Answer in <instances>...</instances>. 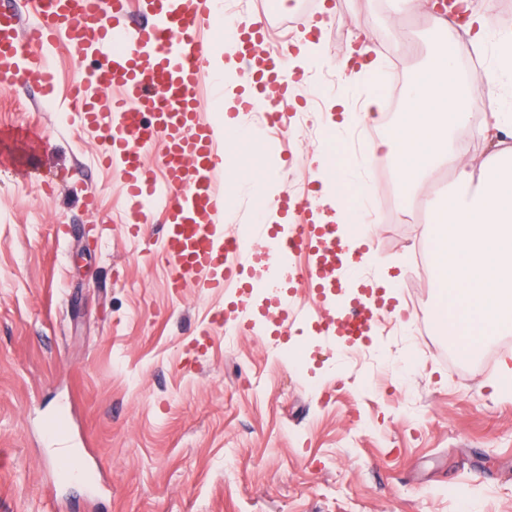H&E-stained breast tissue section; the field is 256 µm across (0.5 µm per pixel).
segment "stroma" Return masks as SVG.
<instances>
[{"label":"stroma","mask_w":512,"mask_h":512,"mask_svg":"<svg viewBox=\"0 0 512 512\" xmlns=\"http://www.w3.org/2000/svg\"><path fill=\"white\" fill-rule=\"evenodd\" d=\"M251 4L275 38L303 37L280 0ZM312 11L325 22L323 85L310 92L299 75L294 91L310 125L251 126L257 146L243 152L297 199L321 189L315 151L331 149L347 167L404 118L333 132L327 96L358 95L338 75L354 45L384 46L383 71L405 83L438 39L428 0L411 14L390 13L386 0H313ZM53 57L55 95L31 80L0 84V512H512V391L500 385L512 335L453 376L447 341L409 330L437 312L434 271L414 286L409 271L417 247L435 243L433 221L416 213L444 191L448 171L409 196L393 158L374 160L389 174L396 217L367 227L374 261L358 278L394 281L371 336L351 346L320 332L316 296L296 287L287 263L281 283L301 313L282 339L267 293L241 311L230 292L169 290L161 212L148 209L146 239L129 236L118 172L97 165L95 133L69 122L77 67L64 47ZM241 180L225 169L224 230H249L258 248L267 227ZM91 192L94 213L82 203ZM216 306L246 325L235 345L209 320ZM60 408L111 492L87 496L48 456L41 422Z\"/></svg>","instance_id":"1"}]
</instances>
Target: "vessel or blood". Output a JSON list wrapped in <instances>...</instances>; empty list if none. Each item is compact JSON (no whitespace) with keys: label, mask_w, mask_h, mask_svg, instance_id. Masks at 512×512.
Wrapping results in <instances>:
<instances>
[{"label":"vessel or blood","mask_w":512,"mask_h":512,"mask_svg":"<svg viewBox=\"0 0 512 512\" xmlns=\"http://www.w3.org/2000/svg\"><path fill=\"white\" fill-rule=\"evenodd\" d=\"M216 0H148L144 22L128 24V0H37L33 22L0 10V81L36 75L52 95L55 64L47 48L64 42L79 67V82L101 94L83 98L73 118L98 132L103 166L118 170L131 209L163 196L160 256L169 286L210 294L239 285L243 261L275 267L308 251L309 268L298 281L324 287L327 252L335 227L308 220L313 209L295 205V222L268 233L262 248L224 232V151L201 105L219 89L207 69V35L217 28ZM286 52L265 55L263 65L282 91L291 81ZM160 146V167L146 163Z\"/></svg>","instance_id":"obj_1"}]
</instances>
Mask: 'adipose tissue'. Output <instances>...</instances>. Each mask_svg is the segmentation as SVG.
Returning <instances> with one entry per match:
<instances>
[{
	"mask_svg": "<svg viewBox=\"0 0 512 512\" xmlns=\"http://www.w3.org/2000/svg\"><path fill=\"white\" fill-rule=\"evenodd\" d=\"M437 22L446 37L430 61L402 88L408 103L406 118L389 135L370 143L360 164L333 178L337 191L329 198L336 223H351L350 245L363 244L365 228L352 219L340 194L350 179L364 180L363 165L377 154L393 157L405 186L414 185L429 170L445 167L455 173L447 193L435 203L434 267L450 299L442 326L461 355L474 357L484 340L500 330H512V145L503 140L512 130V103L489 93L486 138L492 145L480 169H472L455 144V133L468 125V103L484 79L498 80L512 73V32L493 30L486 14L471 10L470 0H452ZM479 51H491L493 64L484 75L463 78L455 51L460 38ZM370 44H362L365 62L360 76L374 90L362 113L349 111L344 99L328 97V109L342 113V126L380 118L384 102L380 89L386 80L369 62Z\"/></svg>",
	"mask_w": 512,
	"mask_h": 512,
	"instance_id": "ef3b65f1",
	"label": "adipose tissue"
}]
</instances>
